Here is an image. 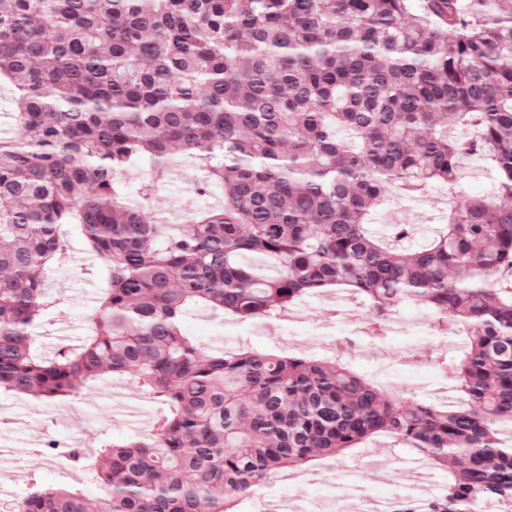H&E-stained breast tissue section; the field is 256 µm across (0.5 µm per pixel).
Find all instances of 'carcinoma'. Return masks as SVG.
<instances>
[{"instance_id":"cac0c4a2","label":"carcinoma","mask_w":512,"mask_h":512,"mask_svg":"<svg viewBox=\"0 0 512 512\" xmlns=\"http://www.w3.org/2000/svg\"><path fill=\"white\" fill-rule=\"evenodd\" d=\"M0 392L76 397L129 377L163 406L143 437L69 449L85 486L39 476L13 512H239L277 470L387 435L448 470L446 493L395 512H512V0H0ZM465 154L490 196L448 208L429 244L373 235L398 191L453 186ZM185 155L224 205L169 232L145 185ZM79 229L108 288L77 349L36 356L44 273ZM347 286L376 325L411 301L453 319L438 369L463 403L407 401L339 354L206 353L192 305L240 322ZM14 89L8 82H0V137L8 138L15 135L12 118L14 112Z\"/></svg>"}]
</instances>
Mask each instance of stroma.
<instances>
[{
    "instance_id": "1",
    "label": "stroma",
    "mask_w": 512,
    "mask_h": 512,
    "mask_svg": "<svg viewBox=\"0 0 512 512\" xmlns=\"http://www.w3.org/2000/svg\"><path fill=\"white\" fill-rule=\"evenodd\" d=\"M488 169L487 160L474 157L466 160L455 187L437 184L412 197L390 199L377 208L373 230L382 234L390 225L412 224L417 228V241H424L433 227L444 223L450 201L490 193ZM195 180V162L187 158L167 178L154 182L155 204L168 213L171 223H182L189 203L223 204V191L216 186L194 195ZM70 234L69 260L48 275V291L58 303L44 311L32 330L34 347L45 357L60 347L82 343L107 286L104 266L88 254L79 230L71 229ZM185 327L208 350L250 347L299 356L331 353L338 337L351 334L359 339L349 352L358 371L382 384L404 388L408 400L434 403L455 398L438 370V358L460 353L464 345L459 333L434 332L428 312L412 304L400 307L384 338H374L366 306L344 288L305 297L281 320L241 323L196 307L188 312ZM118 392L134 394L135 399L116 402ZM159 409L153 400L135 394L130 382L112 377L92 383L81 396L66 401L38 402L1 393L0 498L21 497L34 472L53 486L80 484L78 471L60 467L55 458L38 456L43 441L53 438L61 445H78L90 452L102 439L148 432ZM417 458L414 449L377 436L351 452L318 456L304 465L281 469L241 509L265 512L284 502L289 512H369L376 506L386 510L401 500L423 502L444 492L448 473L429 464L423 479H416L413 465Z\"/></svg>"
}]
</instances>
